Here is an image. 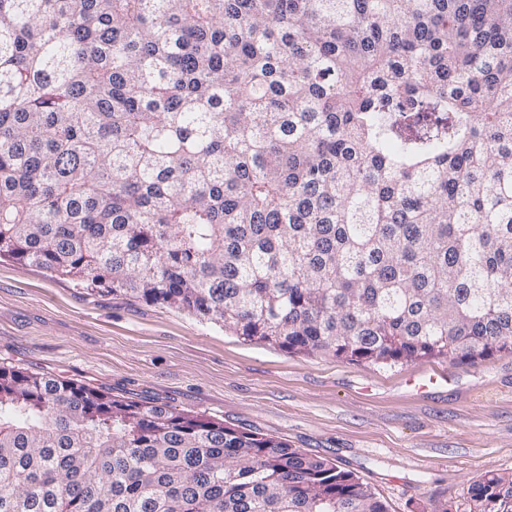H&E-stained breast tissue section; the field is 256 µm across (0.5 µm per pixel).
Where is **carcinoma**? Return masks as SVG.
Segmentation results:
<instances>
[{
	"label": "carcinoma",
	"mask_w": 512,
	"mask_h": 512,
	"mask_svg": "<svg viewBox=\"0 0 512 512\" xmlns=\"http://www.w3.org/2000/svg\"><path fill=\"white\" fill-rule=\"evenodd\" d=\"M1 257L289 353L512 354V0H0ZM468 494L512 512V473ZM0 512L388 509L1 365Z\"/></svg>",
	"instance_id": "1"
}]
</instances>
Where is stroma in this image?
<instances>
[{"mask_svg": "<svg viewBox=\"0 0 512 512\" xmlns=\"http://www.w3.org/2000/svg\"><path fill=\"white\" fill-rule=\"evenodd\" d=\"M0 365L277 437L353 471L389 512H470L512 473V354L348 363L0 262Z\"/></svg>", "mask_w": 512, "mask_h": 512, "instance_id": "1", "label": "stroma"}]
</instances>
